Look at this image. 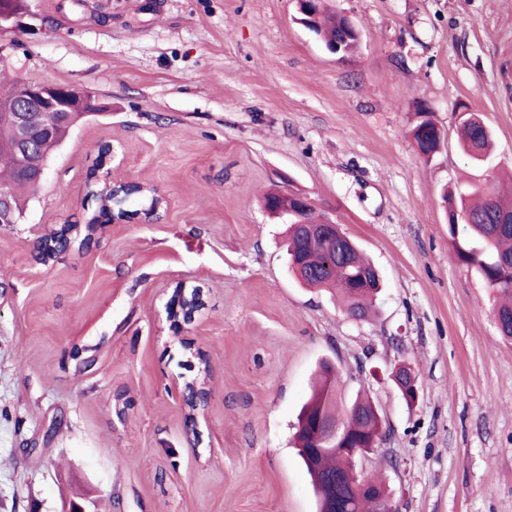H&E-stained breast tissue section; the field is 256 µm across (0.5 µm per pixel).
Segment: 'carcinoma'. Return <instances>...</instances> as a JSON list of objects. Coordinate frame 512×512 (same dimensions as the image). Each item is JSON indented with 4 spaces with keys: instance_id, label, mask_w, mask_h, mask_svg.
Here are the masks:
<instances>
[{
    "instance_id": "obj_1",
    "label": "carcinoma",
    "mask_w": 512,
    "mask_h": 512,
    "mask_svg": "<svg viewBox=\"0 0 512 512\" xmlns=\"http://www.w3.org/2000/svg\"><path fill=\"white\" fill-rule=\"evenodd\" d=\"M344 19L320 12L309 30L327 46L341 43L345 55L357 49L358 40H344ZM460 146L470 156L478 159L491 146V134L482 119L473 113L463 115L459 128ZM42 178H24L19 174V161L11 151L0 150V184L10 186L16 213H21L23 193L39 185ZM448 230L455 238L457 260L474 268L500 298L495 317L503 339L512 341V190L492 187L460 193L448 199ZM464 232L458 238V232ZM350 262L344 269L322 247L302 239L288 227L286 250L289 267H300L298 279L309 287L327 288L336 293L346 310L358 318L367 319L373 313L380 280L354 244H345ZM333 378V366L324 361L320 364L317 385L303 406L298 418V447L309 448L311 421L323 414H333L342 403ZM342 427L347 435L357 441H369L384 426V420L375 405L365 396H358L346 404ZM312 477L318 502V512H328L326 482L340 477L353 482L351 472L357 469V459L351 457L343 444L336 449L319 454L314 462L301 458ZM370 490L351 501L336 502L335 512H381L380 497L385 487L372 475H365Z\"/></svg>"
}]
</instances>
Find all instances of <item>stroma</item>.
Segmentation results:
<instances>
[{"instance_id": "obj_1", "label": "stroma", "mask_w": 512, "mask_h": 512, "mask_svg": "<svg viewBox=\"0 0 512 512\" xmlns=\"http://www.w3.org/2000/svg\"><path fill=\"white\" fill-rule=\"evenodd\" d=\"M325 4L356 24L355 54L330 53L294 0H31L0 35V81L105 106L0 228V512H316L294 434L325 360L345 400L369 394L385 418L366 467L399 512H512V342L444 203L512 172V0ZM465 109L494 135L479 161L457 146ZM424 115L445 138L429 158ZM101 180L169 207L41 261L44 236L99 214ZM272 190L364 250L375 317L289 272ZM180 286L204 307L178 329ZM192 381L205 409L186 404ZM430 124L433 126V123L431 120H423L419 122L412 130V136L414 139L420 138V131L424 127L425 124ZM430 131L433 135L430 140H426L425 138L421 137L420 140H415V146L419 154L429 156L433 155L435 152L438 151V149L441 146V132L440 129L435 125L433 130H427ZM395 368L392 372V380L393 385L397 389V391L400 393L402 398L406 401V403L412 407L418 403L419 400V391L418 387L416 385V380H413V375L407 371L406 369H399L397 370ZM403 371V376L400 382H397L395 379V376L399 373V371Z\"/></svg>"}]
</instances>
